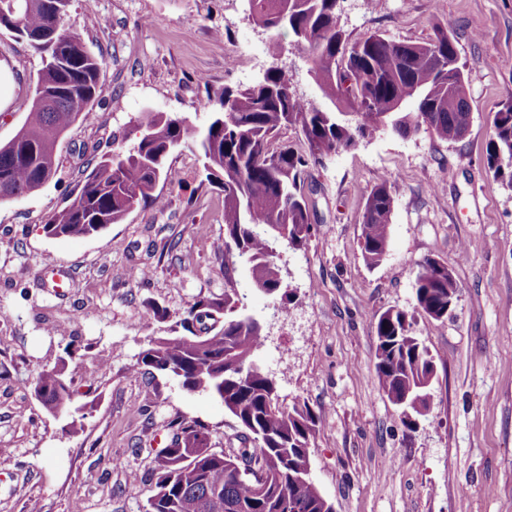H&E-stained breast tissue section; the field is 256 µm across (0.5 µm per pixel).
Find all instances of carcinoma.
<instances>
[{"label": "carcinoma", "mask_w": 512, "mask_h": 512, "mask_svg": "<svg viewBox=\"0 0 512 512\" xmlns=\"http://www.w3.org/2000/svg\"><path fill=\"white\" fill-rule=\"evenodd\" d=\"M71 0H0V28L28 41L41 60L22 127L0 144V201L18 200L57 172V147L76 122H88L102 87L103 60L64 27ZM248 19L268 34V53L305 50L307 74L323 104L306 103L288 71L267 68L258 81L213 91L203 103L209 123L145 110L136 118L137 143L104 153L86 170L70 201L44 224L53 238L93 236L121 224L136 206L163 209L157 191L167 180L169 156L198 154L201 183L224 194V275L242 272L254 290L280 299L288 309L289 284L281 257L311 236L312 202L304 192L309 171L359 139L391 130L408 136L425 128L438 139L459 140L471 114L464 64L446 22L433 25L426 41L394 40L382 33L352 39L338 22L340 0H247ZM289 41H283V36ZM293 128L302 147L273 146ZM487 168L512 188V97L494 112L485 150ZM394 197L384 178L369 193L362 216L363 255L370 266L386 256ZM416 311L448 316L458 285L447 263H416ZM411 319L388 309L375 321V373L387 399L412 427L428 407L434 357L411 334ZM265 334L248 313L238 289L199 296L164 336L152 337L135 368L176 379L188 392L221 400L240 428L239 447H208L207 428L170 422L168 445L151 469L155 492L145 512H286L292 498L300 512H323L319 489L298 479L295 464L315 440L320 416L305 402L279 405L274 378L254 360ZM33 391L48 413L82 429L84 405L66 379L65 365L41 371Z\"/></svg>", "instance_id": "1"}]
</instances>
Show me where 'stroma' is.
Segmentation results:
<instances>
[{"label":"stroma","instance_id":"stroma-1","mask_svg":"<svg viewBox=\"0 0 512 512\" xmlns=\"http://www.w3.org/2000/svg\"><path fill=\"white\" fill-rule=\"evenodd\" d=\"M245 0H72L65 27L104 60L91 122L60 144L58 172L25 198L0 202V512H145L148 473L171 421L203 423L211 447L239 428L217 399L190 393L134 363L163 324L148 305L180 313L223 294L224 198L201 182L190 150L169 160L165 209L135 207L89 238H51L43 226L76 192L95 157L132 145L145 110L207 124L209 92L251 83L270 65L268 35ZM97 27H87L88 18ZM448 21L466 69L471 122L463 140L389 131L328 158L306 182L316 206L305 248L282 257L292 291L288 317L243 274L234 286L262 323L257 354L279 401L307 402L321 422L311 478L336 512H512V189L488 172L491 120L512 97V0H344L339 24L353 38L380 31L425 41ZM0 62L13 78L0 109V143L22 126L39 58L0 31ZM394 207L383 262L361 249L365 200L382 178ZM448 263L458 297L447 318L415 315L411 331L435 357L430 408L406 427L375 375V319L413 312L419 260ZM70 269L59 295L43 268ZM55 325V334L44 331ZM73 348L67 376L86 406L83 428L48 414L32 382ZM140 472L132 483L128 472Z\"/></svg>","mask_w":512,"mask_h":512}]
</instances>
